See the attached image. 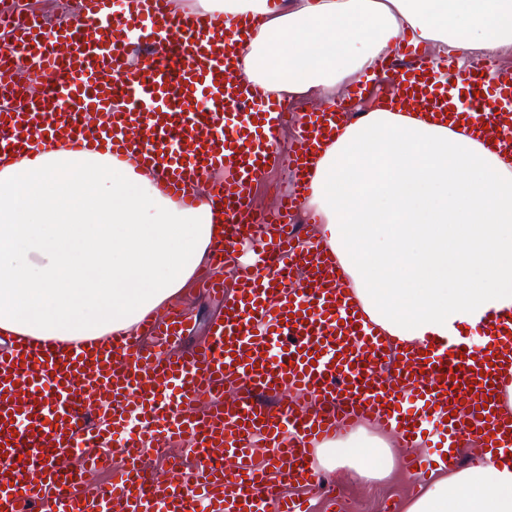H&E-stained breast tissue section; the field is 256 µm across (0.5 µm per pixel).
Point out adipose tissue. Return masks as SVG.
<instances>
[{
	"mask_svg": "<svg viewBox=\"0 0 512 512\" xmlns=\"http://www.w3.org/2000/svg\"><path fill=\"white\" fill-rule=\"evenodd\" d=\"M212 20L260 24L244 74L286 101L333 98L403 37L436 58L512 49V0H197ZM306 209L366 318L411 347L512 309V158L415 112L374 105L316 155ZM224 226L187 208L135 161L42 143L0 168V334L85 342L180 295ZM326 470L378 480L391 440L366 429L324 442ZM403 512H512V467L475 454L439 472Z\"/></svg>",
	"mask_w": 512,
	"mask_h": 512,
	"instance_id": "obj_1",
	"label": "adipose tissue"
}]
</instances>
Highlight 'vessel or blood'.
Returning <instances> with one entry per match:
<instances>
[{"instance_id": "vessel-or-blood-1", "label": "vessel or blood", "mask_w": 512, "mask_h": 512, "mask_svg": "<svg viewBox=\"0 0 512 512\" xmlns=\"http://www.w3.org/2000/svg\"><path fill=\"white\" fill-rule=\"evenodd\" d=\"M256 25L243 15L227 29L172 0H82L75 22L52 27L0 13L11 33L0 90L22 95L0 102V160L38 139L135 156L183 205L206 185L224 222L214 272L243 240L264 263L186 354L167 350L191 329L174 306L145 316L135 336L10 337L0 350V512H310L279 479L318 486L315 449L372 419L412 446L403 467L417 486L457 466L474 439L512 465V410L499 401L512 372V310L480 322L486 343L472 357L462 335L401 352L364 323L319 242L291 224L311 192V155L350 107L306 110L281 155L288 109L237 63V40ZM399 52L377 59L350 98L391 96L466 122L489 150L512 154L511 68L435 60L409 44ZM283 157L292 192L257 207L259 176ZM182 437L194 465L172 461L163 476L146 466L148 451ZM103 469L109 481L87 488L86 473Z\"/></svg>"}]
</instances>
